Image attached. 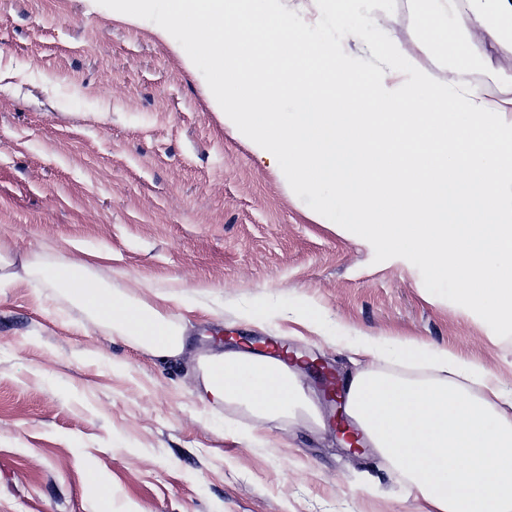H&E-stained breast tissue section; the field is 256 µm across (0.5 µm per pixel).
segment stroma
I'll use <instances>...</instances> for the list:
<instances>
[{
  "label": "stroma",
  "instance_id": "1",
  "mask_svg": "<svg viewBox=\"0 0 512 512\" xmlns=\"http://www.w3.org/2000/svg\"><path fill=\"white\" fill-rule=\"evenodd\" d=\"M372 17L413 65L447 79L418 47L409 0ZM69 240L111 250L93 275L113 292L199 305L169 310L187 328L182 356L159 363L52 287ZM0 255L17 273L39 263L0 285V512H408L405 480L375 451L347 454L308 372L299 383L321 423L203 407L200 358L249 336L322 358L340 382L364 366L433 377L336 343L412 337L512 389V337L430 294L410 262H374L371 244L317 223L276 158L225 125L181 45L96 0H0ZM300 300L319 331L291 320ZM255 307L269 317L243 323ZM257 428L265 443L251 442Z\"/></svg>",
  "mask_w": 512,
  "mask_h": 512
}]
</instances>
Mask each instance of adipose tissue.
Wrapping results in <instances>:
<instances>
[{"label":"adipose tissue","instance_id":"ef3b65f1","mask_svg":"<svg viewBox=\"0 0 512 512\" xmlns=\"http://www.w3.org/2000/svg\"><path fill=\"white\" fill-rule=\"evenodd\" d=\"M110 252L84 250L58 265L52 285L70 290L98 320L167 360L181 355L187 338L156 305L113 294L90 271ZM400 356L430 359L435 379L412 381L364 368L345 381L346 413L380 454L414 489L412 512H512V422L504 406L512 395L483 366L458 365L448 351L429 352L418 340L392 339ZM206 404L238 403L254 415L313 412L295 366L286 358L230 349L201 360ZM478 384L480 397L465 392Z\"/></svg>","mask_w":512,"mask_h":512}]
</instances>
